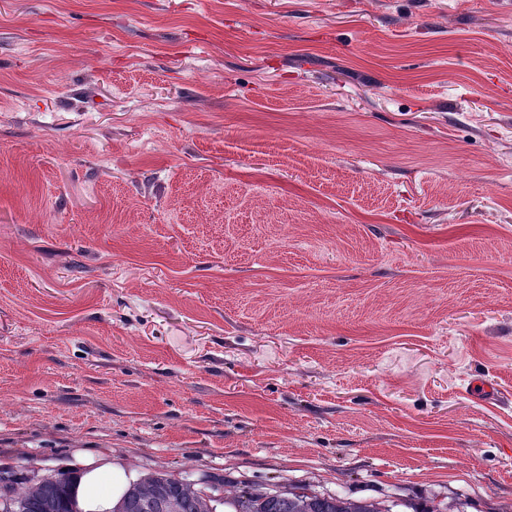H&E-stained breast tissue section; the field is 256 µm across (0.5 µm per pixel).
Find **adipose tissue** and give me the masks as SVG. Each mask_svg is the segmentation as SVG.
<instances>
[{
    "mask_svg": "<svg viewBox=\"0 0 512 512\" xmlns=\"http://www.w3.org/2000/svg\"><path fill=\"white\" fill-rule=\"evenodd\" d=\"M78 512H112L128 486V469L108 457L79 456L71 464Z\"/></svg>",
    "mask_w": 512,
    "mask_h": 512,
    "instance_id": "adipose-tissue-1",
    "label": "adipose tissue"
}]
</instances>
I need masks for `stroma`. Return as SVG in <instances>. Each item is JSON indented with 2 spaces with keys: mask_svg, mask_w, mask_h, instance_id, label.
<instances>
[{
  "mask_svg": "<svg viewBox=\"0 0 512 512\" xmlns=\"http://www.w3.org/2000/svg\"><path fill=\"white\" fill-rule=\"evenodd\" d=\"M79 452L512 512V0H0V467Z\"/></svg>",
  "mask_w": 512,
  "mask_h": 512,
  "instance_id": "obj_1",
  "label": "stroma"
}]
</instances>
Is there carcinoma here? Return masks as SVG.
Instances as JSON below:
<instances>
[{"label": "carcinoma", "instance_id": "obj_1", "mask_svg": "<svg viewBox=\"0 0 512 512\" xmlns=\"http://www.w3.org/2000/svg\"><path fill=\"white\" fill-rule=\"evenodd\" d=\"M207 481L224 488V498L184 477L153 472L129 485L112 512H463L455 501L421 509L407 501L319 493L305 486L262 487L247 481L231 484L219 476ZM67 477H44L18 486L13 474L0 473V512H74Z\"/></svg>", "mask_w": 512, "mask_h": 512}]
</instances>
